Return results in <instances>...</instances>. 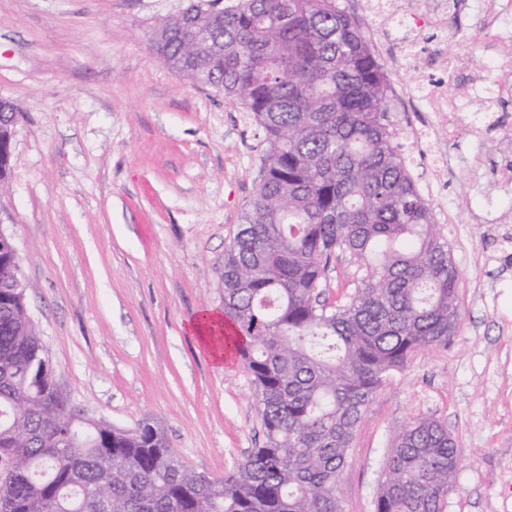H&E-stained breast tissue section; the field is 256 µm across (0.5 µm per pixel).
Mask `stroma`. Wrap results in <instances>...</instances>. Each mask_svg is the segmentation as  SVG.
<instances>
[{
  "instance_id": "1",
  "label": "stroma",
  "mask_w": 512,
  "mask_h": 512,
  "mask_svg": "<svg viewBox=\"0 0 512 512\" xmlns=\"http://www.w3.org/2000/svg\"><path fill=\"white\" fill-rule=\"evenodd\" d=\"M389 0L366 27L388 73L409 170L460 272L447 346L393 372L358 424L340 479L343 512H374L387 451L414 419L438 420L462 457L445 512H512V105L483 142L449 138L403 100L422 76H481L495 30L470 0ZM186 0H0V97L14 103L0 227L13 234L37 325L69 406L133 433L162 431L177 457L220 478L264 441L251 376L219 365L191 324L224 309V251L261 178L256 126L238 102L186 83L152 41ZM450 18L451 33L433 23ZM428 130L448 166L417 141ZM364 275L347 254L320 288L344 302Z\"/></svg>"
}]
</instances>
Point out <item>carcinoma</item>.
Returning a JSON list of instances; mask_svg holds the SVG:
<instances>
[{
    "label": "carcinoma",
    "mask_w": 512,
    "mask_h": 512,
    "mask_svg": "<svg viewBox=\"0 0 512 512\" xmlns=\"http://www.w3.org/2000/svg\"><path fill=\"white\" fill-rule=\"evenodd\" d=\"M159 53L238 101L262 136L261 179L224 251V349L252 378L265 440L229 477L190 469L150 424L82 420L0 245V512H343L340 475L374 395L413 355L448 345L460 273L395 142L390 81L337 0H191ZM13 126L0 119V182ZM365 269L320 301L332 257ZM461 449L417 418L389 449L375 512H444Z\"/></svg>",
    "instance_id": "cac0c4a2"
}]
</instances>
